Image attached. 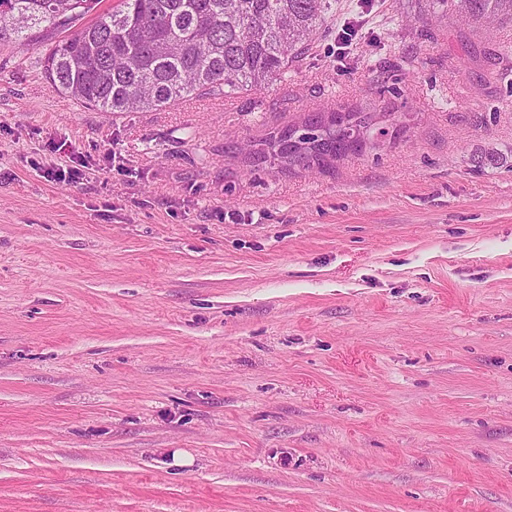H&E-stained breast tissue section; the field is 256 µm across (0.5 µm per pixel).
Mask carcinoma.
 I'll use <instances>...</instances> for the list:
<instances>
[{
	"label": "carcinoma",
	"instance_id": "cac0c4a2",
	"mask_svg": "<svg viewBox=\"0 0 512 512\" xmlns=\"http://www.w3.org/2000/svg\"><path fill=\"white\" fill-rule=\"evenodd\" d=\"M0 0V42L45 23L63 35L42 57L61 93L101 112L174 107L203 92L278 80L311 48L336 0ZM467 24H512V0H431ZM96 17L78 25L88 14ZM358 112L303 119L252 158L323 170L363 151Z\"/></svg>",
	"mask_w": 512,
	"mask_h": 512
}]
</instances>
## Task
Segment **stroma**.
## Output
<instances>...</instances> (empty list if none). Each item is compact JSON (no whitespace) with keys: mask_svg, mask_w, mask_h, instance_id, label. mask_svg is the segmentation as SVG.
I'll use <instances>...</instances> for the list:
<instances>
[{"mask_svg":"<svg viewBox=\"0 0 512 512\" xmlns=\"http://www.w3.org/2000/svg\"><path fill=\"white\" fill-rule=\"evenodd\" d=\"M54 40L0 43V512H512V26L338 0L272 84L115 114ZM314 112L363 152L241 153Z\"/></svg>","mask_w":512,"mask_h":512,"instance_id":"1","label":"stroma"}]
</instances>
